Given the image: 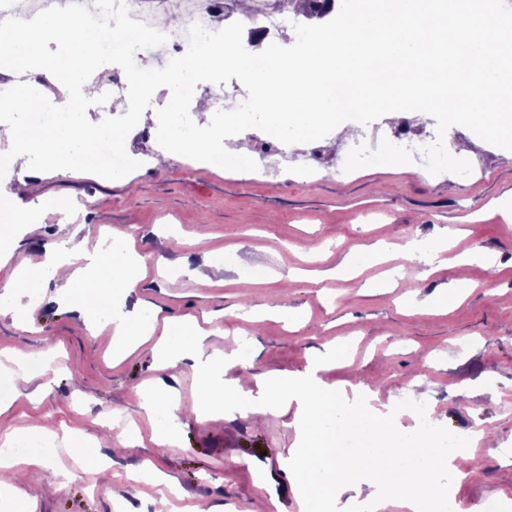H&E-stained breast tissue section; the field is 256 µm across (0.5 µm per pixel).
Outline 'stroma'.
<instances>
[{
  "mask_svg": "<svg viewBox=\"0 0 512 512\" xmlns=\"http://www.w3.org/2000/svg\"><path fill=\"white\" fill-rule=\"evenodd\" d=\"M423 137L435 119L392 124L382 117L259 160L254 172L204 166L181 156L166 168L148 165L156 129L135 127L129 156L144 159L131 181L91 173H44L39 196L28 193L26 157L14 158L7 190L15 205L38 212L40 195L68 199L67 221L45 225L33 238L0 227L12 246L10 267L52 245L97 253L107 236H123L145 258L132 293L115 291V310L156 312L152 340L129 356H113L112 323L80 292L44 286L52 302L16 314L0 308V355L52 356L34 370L27 390L8 393L0 434L42 428L81 438L84 456L69 447L29 466L0 489V512H18L17 497L35 512H113L135 502L141 512L202 505L212 512H265L275 493L284 512H299V494L278 456L300 437L294 413L272 411L262 424L236 411L210 419L180 414L201 398L190 363L172 383L167 408L178 447L158 446L143 410V390L159 383L156 338L193 319L209 354L235 356L225 380L277 372L291 377L328 346L348 345L321 373L328 385L370 387L375 406L415 398L433 424L466 436L492 429L512 447V222L496 209L512 196L505 149L460 125L445 133L448 152L470 143L472 171L430 174L389 149L394 127ZM314 170L311 177L300 166ZM380 241L397 245L383 258L333 277L349 250ZM468 243L474 261L462 276L468 291L454 307L437 305L448 268L430 270L433 247L444 259ZM138 428L140 442L122 434ZM466 475L453 483L466 507L490 500L512 507V459L491 454L485 441L467 447ZM176 496H169V487Z\"/></svg>",
  "mask_w": 512,
  "mask_h": 512,
  "instance_id": "obj_1",
  "label": "stroma"
}]
</instances>
